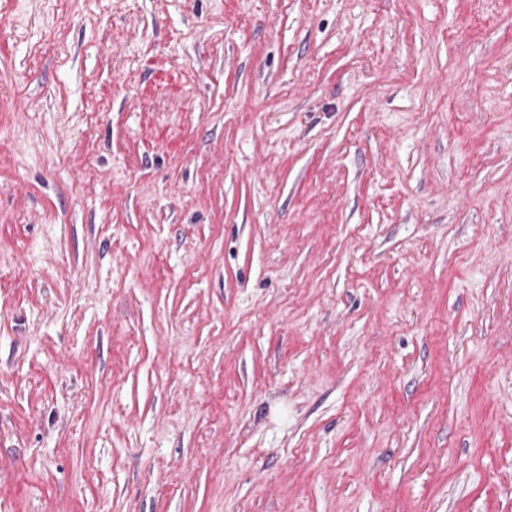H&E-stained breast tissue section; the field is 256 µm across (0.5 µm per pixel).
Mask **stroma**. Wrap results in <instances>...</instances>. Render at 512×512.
Wrapping results in <instances>:
<instances>
[{
	"label": "stroma",
	"instance_id": "stroma-1",
	"mask_svg": "<svg viewBox=\"0 0 512 512\" xmlns=\"http://www.w3.org/2000/svg\"><path fill=\"white\" fill-rule=\"evenodd\" d=\"M0 512H512V0H0Z\"/></svg>",
	"mask_w": 512,
	"mask_h": 512
}]
</instances>
